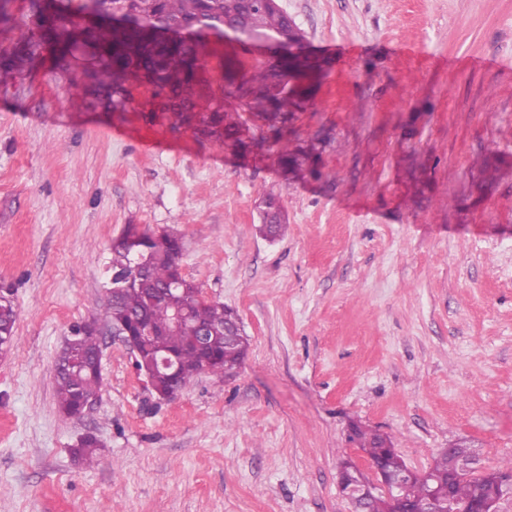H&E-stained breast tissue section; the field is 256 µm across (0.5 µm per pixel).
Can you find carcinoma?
Returning a JSON list of instances; mask_svg holds the SVG:
<instances>
[{"instance_id": "obj_1", "label": "carcinoma", "mask_w": 512, "mask_h": 512, "mask_svg": "<svg viewBox=\"0 0 512 512\" xmlns=\"http://www.w3.org/2000/svg\"><path fill=\"white\" fill-rule=\"evenodd\" d=\"M11 2L0 0V32L12 34L9 45L0 48L1 87L14 83L33 66L42 55L44 40L50 37L61 46L54 57L56 69L75 70L76 85L95 105L125 112L133 90L148 85L151 108L144 114L146 120L154 121L159 113L174 132L191 127L204 137L255 156L275 146L282 168L316 172L314 148L292 145L288 132L295 114L313 103L317 85L292 81L259 57L246 65L221 57L217 77L208 75L209 35L247 51L255 42L288 36L292 18L278 5L268 0H60L58 23L48 32L37 23L43 0H29L28 21L22 25L13 18ZM101 12L112 14L114 23L91 28L82 23L85 15ZM156 28L171 31L173 37L127 42L132 33L149 36ZM228 99L234 103L230 109L224 105ZM243 112L260 121L257 133L247 134ZM258 209L259 233L268 239L282 237L286 222L280 197L263 195ZM182 250V236L176 233L127 225L111 245L114 284L106 289L102 302L105 326L121 327L132 336L141 335L147 326L164 333L158 347L143 343L138 357L142 366L161 349L176 359L177 375L164 370L152 375L154 390L163 394L178 392L202 373L232 375L249 348L247 338L235 330L237 313L220 302L203 300L199 287L183 276ZM140 256L148 263L138 275L154 285L152 295L122 283ZM171 284L172 291L168 290ZM183 307L190 308L187 324L170 328L175 310ZM16 321L12 292H0V345H13ZM82 331L79 323L71 327L54 369L57 408L65 417L81 412L102 387L98 337L83 336ZM353 434L361 450L383 469L391 473L406 470L389 436L359 426L353 427ZM98 450L96 436L89 434L73 448V455L92 465ZM469 452L468 446L458 443L438 454L430 478L411 486V512L446 508L450 495L456 502L471 503L491 493L493 483L476 476L457 478L453 491H448V461Z\"/></svg>"}]
</instances>
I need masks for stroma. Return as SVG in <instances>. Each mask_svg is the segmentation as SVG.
<instances>
[{
  "mask_svg": "<svg viewBox=\"0 0 512 512\" xmlns=\"http://www.w3.org/2000/svg\"><path fill=\"white\" fill-rule=\"evenodd\" d=\"M277 2L331 60L291 134L316 176L144 123L145 88L89 106L47 56L0 88V512H351L356 425L415 471L458 443L485 470L512 458V0ZM129 224L184 234L183 274L248 354L159 403L102 337L101 392L66 418L55 359L98 319ZM88 432L90 467L71 451ZM258 209L260 218L259 233L268 239L282 237L286 222L280 197L272 193L263 195L258 204ZM17 311L10 290L0 292V346H12L14 343Z\"/></svg>",
  "mask_w": 512,
  "mask_h": 512,
  "instance_id": "1",
  "label": "stroma"
}]
</instances>
